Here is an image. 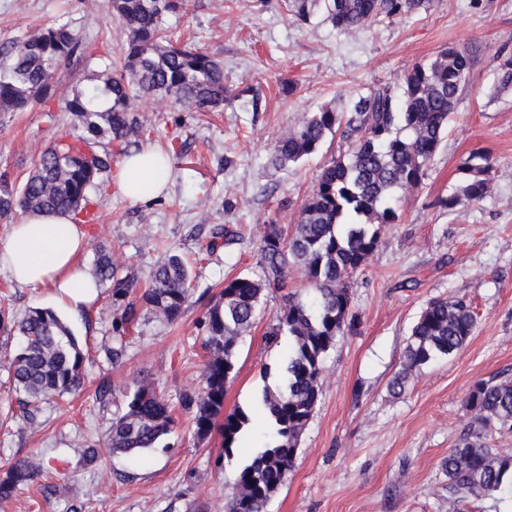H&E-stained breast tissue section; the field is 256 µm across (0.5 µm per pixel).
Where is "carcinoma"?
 <instances>
[{"label":"carcinoma","instance_id":"obj_1","mask_svg":"<svg viewBox=\"0 0 512 512\" xmlns=\"http://www.w3.org/2000/svg\"><path fill=\"white\" fill-rule=\"evenodd\" d=\"M185 0H110L112 14L124 30L123 63L93 75L92 86L55 97L52 84L61 64L85 54L82 38L66 23L0 44V112H15L30 104L56 105L71 113L83 134L59 140L44 149L35 170L20 187L0 188V216L15 209L32 214L73 213L81 216L91 195L112 172V153L88 149L91 138H106L129 153L140 136L136 112L139 99H168L181 112H213L224 106L228 90L224 63L188 43L173 41L164 31L166 17L184 8ZM429 0H293L295 15L307 21L321 6L340 32H350L381 19H393L425 7ZM499 84L512 86V56L497 57ZM472 59L462 49L449 48L435 59L417 64L399 85L384 84L359 95L350 110L338 113L322 107L303 115L274 147L272 164L283 167L316 153L330 135L340 134L350 151L326 165L301 207L293 233L269 224L257 246L261 275H238L224 281L209 306L205 323L208 359L203 387L187 391L181 408L194 434L206 439L217 429L224 437V456L231 458L251 416L236 407L224 412V394L236 366L241 338L253 327L264 299L282 293L266 335L288 337V354L276 370L265 368L261 402L269 419L266 440L237 473L224 512H267V507L296 461L301 437L320 401V371L324 357L338 338L356 330L348 280L380 246L382 228L395 224L398 195L420 185L425 168L439 150L458 98L470 79ZM110 105L98 108L101 97ZM455 192L439 200L453 211L481 201L491 188L488 155L475 152ZM230 246L243 239L238 224L212 231ZM298 270L309 284L304 298L288 292L287 272ZM95 279L110 285L113 303L121 309L112 322L108 359L126 358V324L146 308L165 324L181 319L192 294V268L175 253L154 265L147 285L135 289L133 272L120 267L102 247ZM476 315L463 297L428 301L413 321L404 360L389 382L402 394L408 379L423 366L457 355L473 336ZM0 331L17 333L21 343L8 359L15 387L23 392L20 412L11 415L18 429L36 423L39 405L78 390L83 384L85 356L71 330L50 308L31 307L20 316L0 317ZM474 420L442 461L448 483V504L494 494L512 497V451L490 447L491 429L512 431V377L476 382L467 398ZM176 427L169 403L154 382L144 378L126 393L125 412L112 420L107 447L112 453L136 456L159 447ZM0 501L6 502L33 482L42 466L33 457L0 467Z\"/></svg>","mask_w":512,"mask_h":512}]
</instances>
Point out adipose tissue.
<instances>
[{
    "label": "adipose tissue",
    "instance_id": "1",
    "mask_svg": "<svg viewBox=\"0 0 512 512\" xmlns=\"http://www.w3.org/2000/svg\"><path fill=\"white\" fill-rule=\"evenodd\" d=\"M155 148L125 156L114 180L121 193L134 201L156 198L166 173L155 164ZM86 237L72 215H28L11 225L0 239V269L22 288H52L57 300L72 314H80L99 296L92 278L78 265Z\"/></svg>",
    "mask_w": 512,
    "mask_h": 512
}]
</instances>
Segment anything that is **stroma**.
<instances>
[{"instance_id": "1", "label": "stroma", "mask_w": 512, "mask_h": 512, "mask_svg": "<svg viewBox=\"0 0 512 512\" xmlns=\"http://www.w3.org/2000/svg\"><path fill=\"white\" fill-rule=\"evenodd\" d=\"M68 23L90 43L81 61L62 64L56 92L86 85L117 56L125 36L107 0H0V44L55 22ZM174 36L224 62L231 94L218 112H177L165 100L140 101L144 140L168 151L165 191L146 202L125 198L114 185L92 196L93 222L80 262L93 269L99 246L131 267L146 285L165 253L182 255L196 273L191 303L177 323L141 312L126 333L127 356L111 364L116 308L112 290L66 324L86 360L82 388L42 404L35 426L0 425V465L36 456L39 478L20 488L0 512H224L239 467L256 452L266 421L259 412L263 367L277 368L287 339L266 331L279 306L264 302L240 341L225 409L253 415L248 437L224 459L219 432L198 440L181 395L200 389L207 359L205 315L225 279L257 273L255 249L267 224L292 232L322 168L347 152L340 136L297 164L273 168L282 134L305 113L349 101L449 47L467 49L474 63L448 132L418 188L402 194L399 220L382 246L349 280L359 323L341 337L321 367L322 396L301 439L287 479L268 512H448L441 461L472 421L466 399L480 380L512 375V88L500 89L495 54L512 55V0H430L425 9L382 20L354 33L332 26L323 11L299 21L286 0H186L167 17ZM70 113L31 106L0 112V173L19 187L53 139L78 134ZM489 154L490 193L448 211L439 198L455 191L473 151ZM219 224H240L244 238L210 247ZM471 300L477 328L462 351L423 367L403 395L388 383L399 370L406 338L432 299ZM48 288H21L0 271V310L18 315L55 307ZM149 376L170 404L177 426L171 446L116 457L107 432L126 407L125 394ZM112 387L99 399L101 383ZM100 449L84 466V448Z\"/></svg>"}]
</instances>
